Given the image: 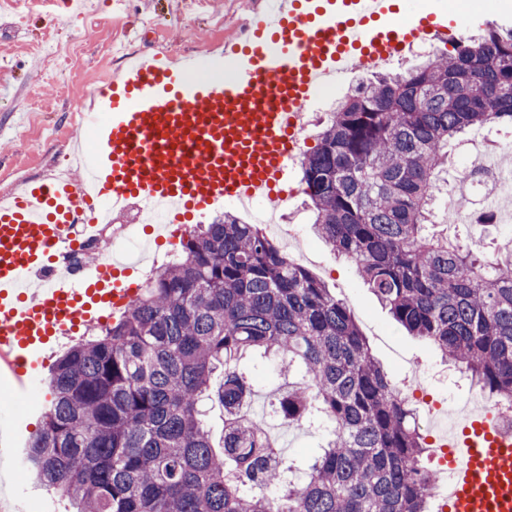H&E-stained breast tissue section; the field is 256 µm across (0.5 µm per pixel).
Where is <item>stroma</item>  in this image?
Masks as SVG:
<instances>
[{
  "instance_id": "35a3bbf8",
  "label": "stroma",
  "mask_w": 512,
  "mask_h": 512,
  "mask_svg": "<svg viewBox=\"0 0 512 512\" xmlns=\"http://www.w3.org/2000/svg\"><path fill=\"white\" fill-rule=\"evenodd\" d=\"M257 2L93 0V11L79 19L69 15L63 0H54L47 12L0 10V194L16 191L18 179L55 173L70 152L71 139L81 135L73 113L89 103L71 97L67 88L74 80L88 81L100 67L119 69L113 41H125L140 54L164 48L186 60L215 39L239 37ZM417 12L448 14L470 34L491 22L512 27V0L489 5L484 0H422ZM367 79L364 73L349 76L317 94L305 118L308 147L316 146V133L337 101ZM471 154L512 166V130L486 127L458 137L448 147L449 167L463 164ZM278 217L295 227V246L307 254L305 266L349 304L372 354L396 381L411 373L427 378L455 409L478 400L469 380L448 366L430 342L408 335L355 271L317 237L305 196H294Z\"/></svg>"
}]
</instances>
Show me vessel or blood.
Wrapping results in <instances>:
<instances>
[{
    "label": "vessel or blood",
    "mask_w": 512,
    "mask_h": 512,
    "mask_svg": "<svg viewBox=\"0 0 512 512\" xmlns=\"http://www.w3.org/2000/svg\"><path fill=\"white\" fill-rule=\"evenodd\" d=\"M244 40L191 67L157 53L130 63L118 80L93 91L96 124L81 178L35 181L0 199V370L17 383L34 379L63 337L118 312L136 285L112 259L67 271L62 259L96 240L86 203L167 202L198 212L224 201L261 198L285 205L299 154L287 140L327 82L402 57L423 35L444 38L448 20L432 13L402 27L392 0H269ZM474 430L447 435V512H512V429L498 415L476 414ZM23 422L0 425V498L16 469L13 441Z\"/></svg>",
    "instance_id": "1"
}]
</instances>
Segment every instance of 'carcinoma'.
I'll use <instances>...</instances> for the list:
<instances>
[{
    "instance_id": "carcinoma-1",
    "label": "carcinoma",
    "mask_w": 512,
    "mask_h": 512,
    "mask_svg": "<svg viewBox=\"0 0 512 512\" xmlns=\"http://www.w3.org/2000/svg\"><path fill=\"white\" fill-rule=\"evenodd\" d=\"M512 125V31L464 36L346 96L302 156L321 240L392 318L512 413V250L430 231L448 143ZM298 380L275 413L321 426L301 469L244 407L245 362ZM27 462L68 512H428L430 444L351 309L258 224L224 212L180 242L112 326L56 361ZM224 409L214 441L205 401Z\"/></svg>"
}]
</instances>
